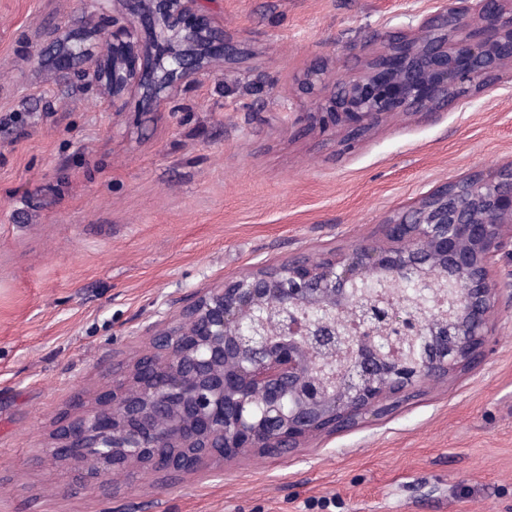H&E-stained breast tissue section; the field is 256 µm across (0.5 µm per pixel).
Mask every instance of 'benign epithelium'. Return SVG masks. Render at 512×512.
Returning <instances> with one entry per match:
<instances>
[{
  "label": "benign epithelium",
  "instance_id": "7a95c632",
  "mask_svg": "<svg viewBox=\"0 0 512 512\" xmlns=\"http://www.w3.org/2000/svg\"><path fill=\"white\" fill-rule=\"evenodd\" d=\"M155 4L158 66L129 64L136 16L105 34L112 69L62 78L103 80L112 97L147 100L214 74L243 56L224 31L189 13L203 0ZM349 46L358 69L300 79L308 100L296 120L323 134L361 135L395 114L434 116L440 105L480 93L512 68V0H438L421 33L393 37L367 53ZM455 179L388 217L381 236L317 259L260 264L224 278L174 317L148 326L150 350L112 375L106 401L69 417L53 456L95 487L115 473L168 477L214 458L281 453L380 419L421 388L478 364L495 335L494 315L512 294V171Z\"/></svg>",
  "mask_w": 512,
  "mask_h": 512
}]
</instances>
